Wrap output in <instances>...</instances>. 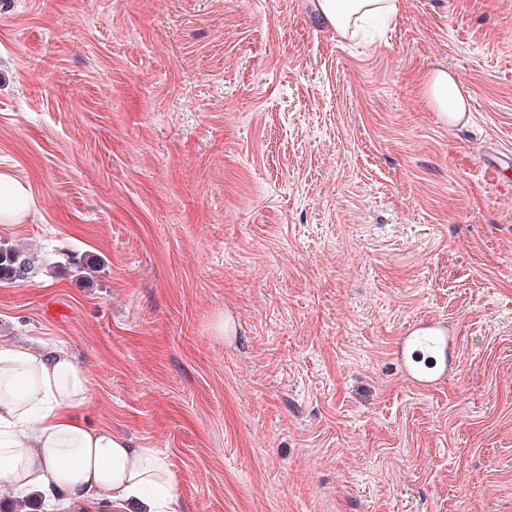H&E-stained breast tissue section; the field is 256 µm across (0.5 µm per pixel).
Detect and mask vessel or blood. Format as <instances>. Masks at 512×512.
Masks as SVG:
<instances>
[{
	"label": "vessel or blood",
	"mask_w": 512,
	"mask_h": 512,
	"mask_svg": "<svg viewBox=\"0 0 512 512\" xmlns=\"http://www.w3.org/2000/svg\"><path fill=\"white\" fill-rule=\"evenodd\" d=\"M458 342L447 322L437 318L408 324L395 343L400 373L416 391L426 392L447 379L457 362Z\"/></svg>",
	"instance_id": "obj_1"
}]
</instances>
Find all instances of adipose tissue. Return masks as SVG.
Segmentation results:
<instances>
[{
  "mask_svg": "<svg viewBox=\"0 0 512 512\" xmlns=\"http://www.w3.org/2000/svg\"><path fill=\"white\" fill-rule=\"evenodd\" d=\"M316 9L343 38L368 18L398 16L400 0H316ZM423 90L450 120L468 110L448 71L431 72ZM34 205L29 187L1 171L0 224L22 223ZM88 394V379L65 351L0 344V485L64 507L93 502L104 490L115 512H176L168 457L111 429L86 426L79 414Z\"/></svg>",
  "mask_w": 512,
  "mask_h": 512,
  "instance_id": "obj_1",
  "label": "adipose tissue"
}]
</instances>
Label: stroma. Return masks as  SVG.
I'll list each match as a JSON object with an SVG mask.
<instances>
[{
    "instance_id": "obj_1",
    "label": "stroma",
    "mask_w": 512,
    "mask_h": 512,
    "mask_svg": "<svg viewBox=\"0 0 512 512\" xmlns=\"http://www.w3.org/2000/svg\"><path fill=\"white\" fill-rule=\"evenodd\" d=\"M0 170L42 263L0 344L68 351L178 512H512V0L371 40L315 0H0ZM427 317L458 365L419 393L393 345ZM426 98L437 112L451 121L460 120L468 112V104L463 88L448 71L431 72L424 84ZM35 203L28 186L9 172H0V224L22 223Z\"/></svg>"
}]
</instances>
